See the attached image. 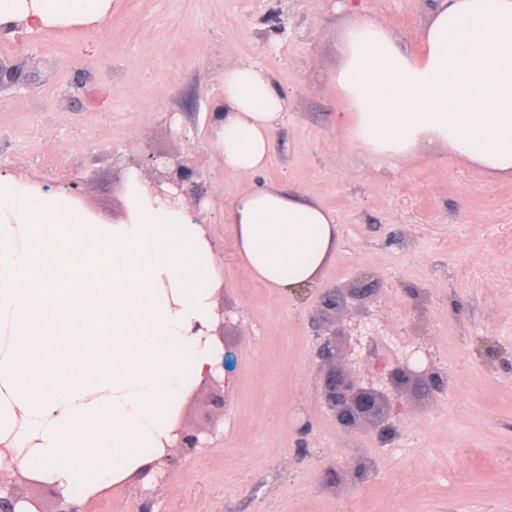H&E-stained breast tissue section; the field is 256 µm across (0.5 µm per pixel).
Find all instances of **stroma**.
<instances>
[{"instance_id":"stroma-1","label":"stroma","mask_w":512,"mask_h":512,"mask_svg":"<svg viewBox=\"0 0 512 512\" xmlns=\"http://www.w3.org/2000/svg\"><path fill=\"white\" fill-rule=\"evenodd\" d=\"M112 0L109 17L70 30L0 37V64L24 66V95L0 92V170L65 194L100 224L127 214L124 165L173 153L200 172L202 203L232 321L227 408L186 394L183 424L224 438L175 455L164 480L130 476L86 512H512V180L439 149L390 169L344 144L329 81L336 35L354 10L417 48L429 0ZM280 11L285 28L263 18ZM247 58L291 96L262 178L318 199L341 239L317 287L279 294L251 274L224 207L251 181L225 172L209 119L224 67ZM64 159L57 168L55 159ZM370 272L368 304L388 344L422 343L448 375L443 392H407L397 436L338 426L320 405L308 318L321 288ZM424 297L414 308L412 292ZM309 423L307 455L297 430ZM366 449L372 469L357 475Z\"/></svg>"}]
</instances>
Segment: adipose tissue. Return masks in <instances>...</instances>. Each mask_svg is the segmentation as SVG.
Instances as JSON below:
<instances>
[{
  "label": "adipose tissue",
  "mask_w": 512,
  "mask_h": 512,
  "mask_svg": "<svg viewBox=\"0 0 512 512\" xmlns=\"http://www.w3.org/2000/svg\"><path fill=\"white\" fill-rule=\"evenodd\" d=\"M111 0H0V34L104 19ZM330 75L345 144L397 166L442 149L512 178V0H431L416 51L374 17L339 32ZM287 92L256 63L226 67L213 124L226 173L272 161ZM128 216L98 224L67 196L0 175V468L87 498L154 458L180 398L218 350L205 334L223 280L183 208L127 177ZM237 252L268 287H315L336 250L334 213L264 182L224 211Z\"/></svg>",
  "instance_id": "1"
}]
</instances>
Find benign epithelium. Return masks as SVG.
<instances>
[{
  "label": "benign epithelium",
  "mask_w": 512,
  "mask_h": 512,
  "mask_svg": "<svg viewBox=\"0 0 512 512\" xmlns=\"http://www.w3.org/2000/svg\"><path fill=\"white\" fill-rule=\"evenodd\" d=\"M24 87L19 68L0 64V91ZM127 166L139 172L152 196L173 206L188 205L196 223H202L199 213L203 192L195 182L200 174L187 161L145 155L140 159L129 158ZM378 285L379 282L370 279L368 273L360 272L345 284H334L319 292L310 316L312 362L324 411L345 429L368 428L378 438L388 440L394 430L395 418L404 409L403 391L421 382L428 394L439 393L445 386V374L429 356L426 357V367L412 365L413 356L420 350L418 346L397 358L382 340L381 327L373 321L352 325L343 322L346 315L365 312L366 299ZM227 362L229 355L224 353L222 362L199 384L201 388L215 389L216 400L222 407L227 405L224 397ZM214 436L213 428L206 432L191 431L181 423H175L170 441L164 443V448L153 463L145 467V472L164 467L175 449L192 454L199 448L212 446L209 438ZM33 486L48 490L54 503L51 512H84L80 503L68 499L59 488L28 477L17 466L10 473H0V512H34L35 502L28 495Z\"/></svg>",
  "instance_id": "7a95c632"
}]
</instances>
